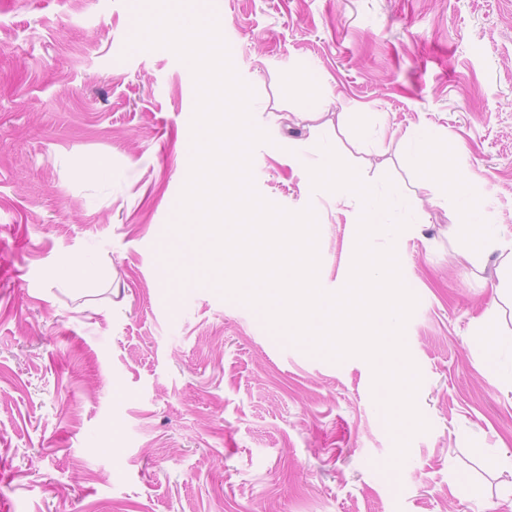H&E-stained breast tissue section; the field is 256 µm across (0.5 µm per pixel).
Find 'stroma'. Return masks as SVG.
Instances as JSON below:
<instances>
[{
	"instance_id": "1",
	"label": "stroma",
	"mask_w": 512,
	"mask_h": 512,
	"mask_svg": "<svg viewBox=\"0 0 512 512\" xmlns=\"http://www.w3.org/2000/svg\"><path fill=\"white\" fill-rule=\"evenodd\" d=\"M137 0H0V504L8 512H512V273L454 223L466 187L512 236V0H195L216 16L252 118V173L313 207L318 281H348L360 201L312 187L316 143L411 223L405 342L429 424L390 486L373 372L273 336L197 280L169 231L195 86L165 48L127 50ZM433 127L443 159L402 136ZM178 291L162 286L169 251ZM82 261L96 271L79 282ZM495 359L491 382L484 370Z\"/></svg>"
}]
</instances>
